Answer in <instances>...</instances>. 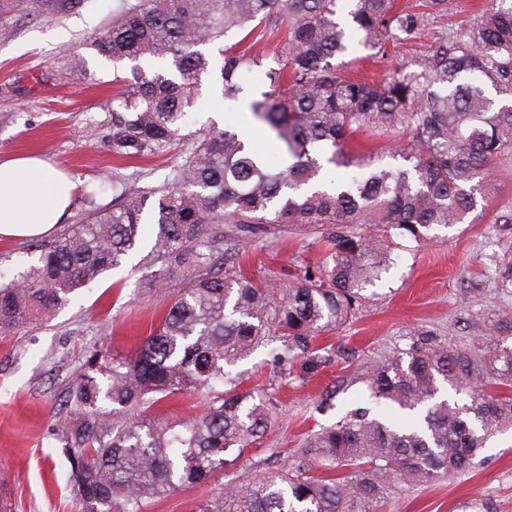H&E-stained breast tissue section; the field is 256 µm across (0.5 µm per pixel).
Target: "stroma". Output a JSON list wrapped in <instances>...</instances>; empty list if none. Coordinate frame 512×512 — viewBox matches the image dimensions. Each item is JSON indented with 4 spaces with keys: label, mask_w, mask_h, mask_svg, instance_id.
<instances>
[{
    "label": "stroma",
    "mask_w": 512,
    "mask_h": 512,
    "mask_svg": "<svg viewBox=\"0 0 512 512\" xmlns=\"http://www.w3.org/2000/svg\"><path fill=\"white\" fill-rule=\"evenodd\" d=\"M121 5L37 0L0 19V158L34 153L75 183L59 234L80 223L89 207L111 208L124 190L166 187L187 153L182 146L165 157L117 161L108 147L113 69L90 39ZM475 16V0H448L415 45L395 41L372 57L355 43L337 63L345 71L361 65L371 76L389 74ZM90 189L97 192L91 201ZM478 190L503 221L457 225L439 245L409 244L349 325L319 338L331 358L319 375L281 378L266 345L241 362L248 385L271 395L274 423L235 465L151 503L148 512H196L227 483L247 484L291 463L308 435L368 406L362 376L385 355L415 341L459 351L484 347L488 321L512 314V292L500 286V260L512 255V167L498 166ZM323 250L320 237L271 232L247 244L240 267L251 278L286 285L318 265ZM156 271L148 248H141L127 265L78 290L49 320L0 336V473L12 481V512H77L70 462L56 440L65 416L61 400L91 345L127 354L154 331L186 282L179 266H168L160 283ZM383 512H512V428L492 434L464 474L396 486Z\"/></svg>",
    "instance_id": "stroma-1"
}]
</instances>
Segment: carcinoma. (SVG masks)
<instances>
[{
	"label": "carcinoma",
	"instance_id": "obj_1",
	"mask_svg": "<svg viewBox=\"0 0 512 512\" xmlns=\"http://www.w3.org/2000/svg\"><path fill=\"white\" fill-rule=\"evenodd\" d=\"M360 42L379 53L418 37L430 14L395 0H347ZM339 0H135L112 14L91 45L112 67V152L191 151L173 186L140 187L116 207L92 209L28 267L0 273V335L49 319L79 289L119 268L155 225L151 253L186 275L159 327L129 355L94 345L68 381L58 433L78 512H144L177 489L200 486L233 465L272 423L271 398L245 386L237 364L278 341L280 373L304 359L326 362L315 341L343 329L365 292L397 264L400 242L447 240L478 224L475 180L512 158V0H485L473 26L440 39L379 81L351 79L333 60L349 31ZM231 32L242 38L225 42ZM277 39V66L258 47ZM219 45L215 61L202 51ZM219 67L224 100H239L251 75L268 89L249 108L293 162L273 170L231 127L188 130L203 77ZM382 144L356 149L357 135ZM409 137L403 148L394 138ZM344 169L323 182L326 166ZM229 228L224 229L222 225ZM319 234L322 264L285 288L233 270L243 244L268 226ZM486 371L512 380V318L486 328ZM471 357L424 343L385 356L363 375L373 407H358L309 436L285 469L230 483L198 512H379L393 487L428 485L469 469L512 398L471 395L459 406ZM202 395L204 413L174 419L159 404ZM322 470L326 475H319Z\"/></svg>",
	"mask_w": 512,
	"mask_h": 512
}]
</instances>
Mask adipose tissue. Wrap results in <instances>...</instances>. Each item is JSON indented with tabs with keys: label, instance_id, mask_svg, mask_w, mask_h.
<instances>
[{
	"label": "adipose tissue",
	"instance_id": "1",
	"mask_svg": "<svg viewBox=\"0 0 512 512\" xmlns=\"http://www.w3.org/2000/svg\"><path fill=\"white\" fill-rule=\"evenodd\" d=\"M73 190L72 182L40 156L0 161V239L51 232L67 212Z\"/></svg>",
	"mask_w": 512,
	"mask_h": 512
}]
</instances>
